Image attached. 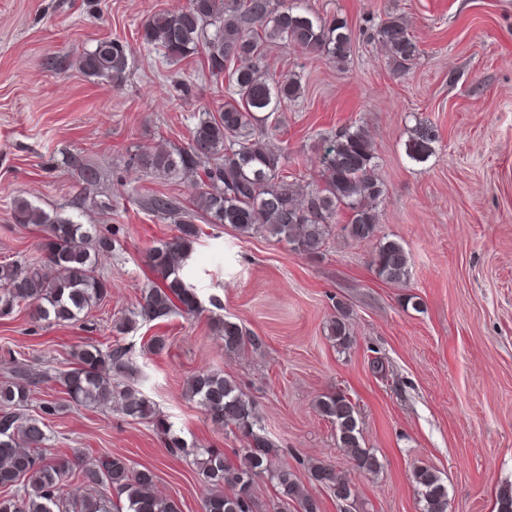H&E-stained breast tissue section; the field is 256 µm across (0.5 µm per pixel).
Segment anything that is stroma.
I'll use <instances>...</instances> for the list:
<instances>
[{
    "instance_id": "35a3bbf8",
    "label": "stroma",
    "mask_w": 512,
    "mask_h": 512,
    "mask_svg": "<svg viewBox=\"0 0 512 512\" xmlns=\"http://www.w3.org/2000/svg\"><path fill=\"white\" fill-rule=\"evenodd\" d=\"M186 3L0 0V261L36 256L41 228L11 218L19 197L119 228L122 243L99 263L112 293L84 321L50 325L24 310L0 318V377L11 359L24 360L38 374L36 397L60 400L55 373L74 350L118 341L131 348L136 386L188 446L219 448L234 461L243 454L240 435L213 424L186 385L207 369L235 378L321 512L342 505L309 482L318 460L349 479L360 512H422L413 472L425 465L448 488V512H495L500 489L512 485V0H306L322 16L347 20V61L277 44L265 50L271 77L302 85L271 136L287 151L289 173L320 183L322 138L354 123L370 135L386 187L381 234L407 250L408 285L375 274L374 243L338 232L323 257L310 259L200 215L190 260L199 313L142 319L119 336L114 321L156 280L148 249L177 234L148 211V198L161 192L188 208L198 194L196 178L165 181L132 158L159 145L187 148L193 115L225 102L227 80L204 72L202 56L171 64L143 40L147 18ZM390 15L403 17L420 44L405 74L370 38ZM113 38L130 59L119 87L76 64L83 50ZM424 136L430 153L413 161L406 146ZM71 154L99 169L98 185L85 187L67 167ZM102 201L108 209H99ZM409 294L420 309L405 306ZM339 299L353 332L344 351L327 330ZM219 318L242 325L259 347L225 354ZM154 336L165 340L157 353L145 347ZM329 392L355 403L378 474L354 469L317 412L316 399ZM105 454L154 470L161 494L179 500L182 512H203L189 458L168 455L152 423L112 407H74L53 420L49 457Z\"/></svg>"
}]
</instances>
